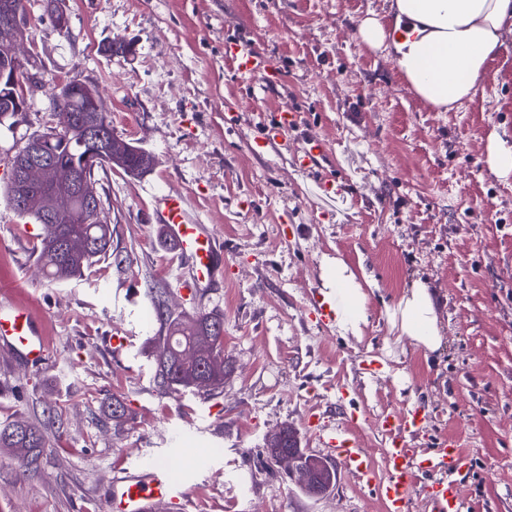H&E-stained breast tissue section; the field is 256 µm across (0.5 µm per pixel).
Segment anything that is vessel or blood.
I'll use <instances>...</instances> for the list:
<instances>
[{"instance_id":"vessel-or-blood-1","label":"vessel or blood","mask_w":512,"mask_h":512,"mask_svg":"<svg viewBox=\"0 0 512 512\" xmlns=\"http://www.w3.org/2000/svg\"><path fill=\"white\" fill-rule=\"evenodd\" d=\"M330 155L324 141L306 135L298 159L302 168L322 165ZM156 223L162 224L174 243L181 275L191 287L205 288L219 271L222 245L212 227L194 223L182 196L166 195L159 199ZM0 344L11 348L31 364L44 358L45 340L39 322L25 308L0 301ZM381 430L387 438L385 459L388 475L376 481L374 473L351 438L352 420L340 425L328 422L315 426V434L351 473L359 484L372 489L385 512H410L412 496L420 473L440 469L446 476L429 491L432 512H459L460 502L455 475L465 460L454 441L442 440L437 454L424 453L421 444L428 436V417L422 406L383 414ZM180 484L167 466L148 463L135 472L115 477L107 497L108 512H155L157 505L184 498Z\"/></svg>"}]
</instances>
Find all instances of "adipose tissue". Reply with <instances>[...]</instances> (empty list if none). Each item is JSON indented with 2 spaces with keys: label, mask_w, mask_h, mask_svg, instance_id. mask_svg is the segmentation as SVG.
<instances>
[{
  "label": "adipose tissue",
  "mask_w": 512,
  "mask_h": 512,
  "mask_svg": "<svg viewBox=\"0 0 512 512\" xmlns=\"http://www.w3.org/2000/svg\"><path fill=\"white\" fill-rule=\"evenodd\" d=\"M393 25L368 13L358 26L364 47L391 54L416 98L439 112L473 99L493 63L512 44V0H392ZM404 28L394 36V28ZM321 295L337 326L359 332L366 294L347 264L327 257L321 264ZM402 335L433 352L440 348L437 305L429 286L412 282L393 315Z\"/></svg>",
  "instance_id": "1"
}]
</instances>
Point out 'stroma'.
<instances>
[{
    "label": "stroma",
    "mask_w": 512,
    "mask_h": 512,
    "mask_svg": "<svg viewBox=\"0 0 512 512\" xmlns=\"http://www.w3.org/2000/svg\"><path fill=\"white\" fill-rule=\"evenodd\" d=\"M389 3L62 0L65 38L43 0H28L21 63L40 85L16 130L0 126V187L7 150L53 122L48 95L73 78L98 88L113 133L155 165L140 178L100 174L111 253L67 281L43 277L41 225L0 194V296L37 315L46 336L38 366L0 348V425L25 420L46 437L29 471L0 449V512H106L120 470L169 460L186 499L167 512H383L342 471L326 494L307 493L269 461L266 440L289 425L322 457L314 420L356 415L357 445L381 479L379 418L416 404L430 410L433 438L455 439L467 457L464 512H512V180L485 164L489 130L512 128V56L473 100L433 111L359 41L367 11ZM117 36L135 43L133 56L100 54ZM231 42L262 58L266 85L236 73ZM284 107L299 129L259 152ZM307 132L335 151L316 174L295 161ZM162 194L182 196L223 241L214 287L181 284L153 221ZM326 255L370 282L360 337L317 315ZM417 279L437 301L434 352L392 323ZM159 289L172 316L223 315L222 390L154 386ZM115 396L129 408L120 422Z\"/></svg>",
    "instance_id": "1"
}]
</instances>
